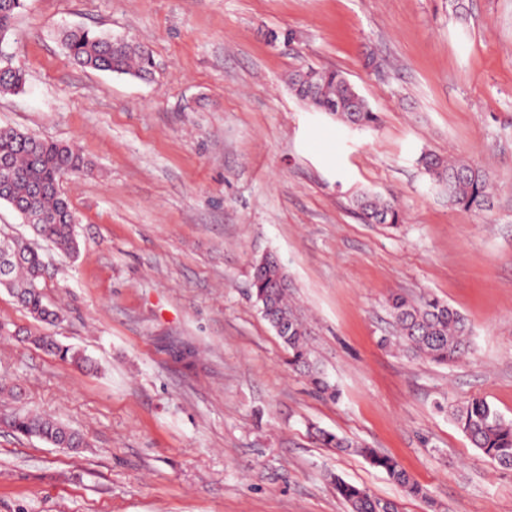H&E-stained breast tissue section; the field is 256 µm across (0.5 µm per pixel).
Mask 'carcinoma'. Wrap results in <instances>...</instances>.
I'll list each match as a JSON object with an SVG mask.
<instances>
[{
	"label": "carcinoma",
	"mask_w": 512,
	"mask_h": 512,
	"mask_svg": "<svg viewBox=\"0 0 512 512\" xmlns=\"http://www.w3.org/2000/svg\"><path fill=\"white\" fill-rule=\"evenodd\" d=\"M24 0H0V40L11 33L15 16L23 9ZM69 57L78 65L97 71L144 78L152 73L150 53L123 37H110L89 28H72L64 33ZM24 74L11 63L0 60V94L23 90ZM292 90L300 99L321 112L340 119L357 129L376 125L378 116L355 88L335 70L315 66L302 67L291 78ZM6 163L13 178L9 204L29 220L33 231L48 240L59 251L73 254L78 250L75 236L77 215L60 190L62 181L88 171L83 154L74 146L46 141L16 128H0V164ZM432 183L448 194V202L464 210H480L487 203L491 184L478 166L464 161H450L434 154L421 158ZM354 207L359 217L369 224H399L403 220L400 205L366 192L356 197ZM12 256L13 266L7 281H0L33 319L54 323L58 310L45 301V261L42 253L25 240L3 234L0 253ZM252 297L262 316L273 330H281L278 338L288 350V365L303 374L313 389L336 398V389L325 375L308 346V328L288 293V275L279 259L264 255L253 262ZM397 335L385 336L382 343L395 345L409 355L435 364L458 360L465 352L470 326L465 316L447 302L426 296L419 301L396 296L389 302ZM36 347L80 368L92 367V359L73 348L63 346L52 336L26 334ZM457 428L471 445L503 469H512V421L505 420L483 397H473L452 410ZM19 434L35 437L62 448H81L82 436L49 415L21 409L11 420ZM316 438L326 448L353 452L382 470L404 493L424 501L429 512H435V501L406 471L399 461L363 447L336 433L319 429ZM337 495L348 512H399L398 504L372 495L366 489L333 478Z\"/></svg>",
	"instance_id": "cac0c4a2"
}]
</instances>
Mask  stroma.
<instances>
[{
	"instance_id": "1",
	"label": "stroma",
	"mask_w": 512,
	"mask_h": 512,
	"mask_svg": "<svg viewBox=\"0 0 512 512\" xmlns=\"http://www.w3.org/2000/svg\"><path fill=\"white\" fill-rule=\"evenodd\" d=\"M26 0L0 53L26 74L0 127L79 148L63 180L77 254L48 252L35 321L0 288V512H345L339 476L426 512L324 428L394 456L441 512H512V470L456 427L479 396L512 420V0ZM75 26L139 42L145 80L75 64ZM344 73L379 121L353 129L300 101L291 73ZM452 155L494 186L452 206L418 159ZM371 190L404 220L364 223ZM275 255L335 383L314 393L250 294ZM434 295L470 325L436 365L381 345L391 296ZM55 336L86 371L30 343ZM86 448L14 433L18 408Z\"/></svg>"
}]
</instances>
